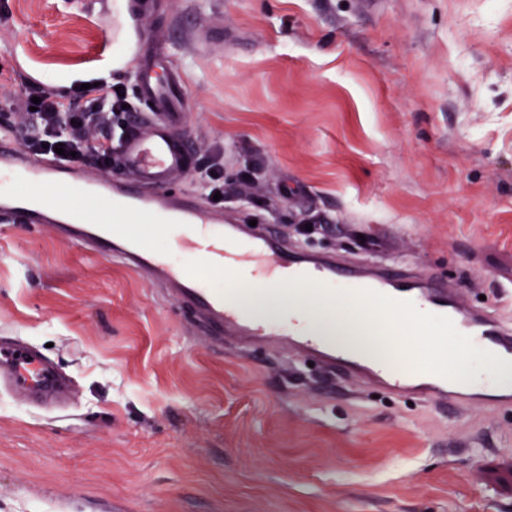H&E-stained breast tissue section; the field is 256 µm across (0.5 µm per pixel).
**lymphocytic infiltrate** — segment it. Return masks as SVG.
<instances>
[{
	"mask_svg": "<svg viewBox=\"0 0 512 512\" xmlns=\"http://www.w3.org/2000/svg\"><path fill=\"white\" fill-rule=\"evenodd\" d=\"M10 107L28 114L25 146L31 153L50 156L60 146L71 153L72 164L108 168L121 130L114 118L123 110H135L136 105L103 80L98 86L74 90L66 101L32 86L22 96L11 99ZM90 129L99 135L93 144L86 139Z\"/></svg>",
	"mask_w": 512,
	"mask_h": 512,
	"instance_id": "lymphocytic-infiltrate-1",
	"label": "lymphocytic infiltrate"
}]
</instances>
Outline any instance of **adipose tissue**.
I'll list each match as a JSON object with an SVG mask.
<instances>
[{
    "instance_id": "ef3b65f1",
    "label": "adipose tissue",
    "mask_w": 512,
    "mask_h": 512,
    "mask_svg": "<svg viewBox=\"0 0 512 512\" xmlns=\"http://www.w3.org/2000/svg\"><path fill=\"white\" fill-rule=\"evenodd\" d=\"M240 282L242 289L234 297L247 316L266 321L284 319L296 328L311 325L325 340H339L363 349L367 324L354 312H335L333 292L317 296L300 292L250 268L244 271Z\"/></svg>"
}]
</instances>
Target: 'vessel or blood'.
Segmentation results:
<instances>
[{
  "label": "vessel or blood",
  "instance_id": "obj_1",
  "mask_svg": "<svg viewBox=\"0 0 512 512\" xmlns=\"http://www.w3.org/2000/svg\"><path fill=\"white\" fill-rule=\"evenodd\" d=\"M129 50L139 62L137 95L147 109L123 130L117 177L90 180L79 168L52 157L29 161L12 140L1 137L0 225L49 224L66 243L148 274L217 339L230 336L245 343L274 339L295 354H318L329 371L365 378L396 397L446 402L449 394L459 390L461 371L479 375L481 387L489 388L495 366L512 360V316L463 303L455 289L404 266H346L329 256L292 252L280 237L265 230L225 222L223 209L168 194L171 174L194 165L182 124L188 91L168 48L148 52L135 37ZM158 69L167 71V83L155 82ZM23 183L64 190L71 202L60 206L45 196L22 192ZM87 201L103 211L116 205L126 215L150 218L161 232L181 230L183 260H171L126 225L85 216L81 205ZM195 263L209 273L226 275L237 273L245 264H258L276 279L299 282L315 292L343 284L355 299L380 306L384 316L378 330L398 348L404 344L406 324L412 321L442 335L464 337L465 342L452 353L446 344H439L425 367L416 366L405 355L395 366L376 362L362 366L343 350L319 347L310 336L244 317L228 304L223 289L192 272ZM0 387L24 403L42 406L65 404L74 394L72 381L32 344L18 338H0Z\"/></svg>",
  "mask_w": 512,
  "mask_h": 512
}]
</instances>
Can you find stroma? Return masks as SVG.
I'll list each match as a JSON object with an SVG mask.
<instances>
[{
    "mask_svg": "<svg viewBox=\"0 0 512 512\" xmlns=\"http://www.w3.org/2000/svg\"><path fill=\"white\" fill-rule=\"evenodd\" d=\"M112 2L0 0V95L133 92L139 32L184 67L196 159L223 151L250 199L225 219L474 304L512 285V0ZM0 336L77 384L64 411L0 391V512H512V406L393 398L274 341H213L49 225L0 236Z\"/></svg>",
    "mask_w": 512,
    "mask_h": 512,
    "instance_id": "35a3bbf8",
    "label": "stroma"
}]
</instances>
